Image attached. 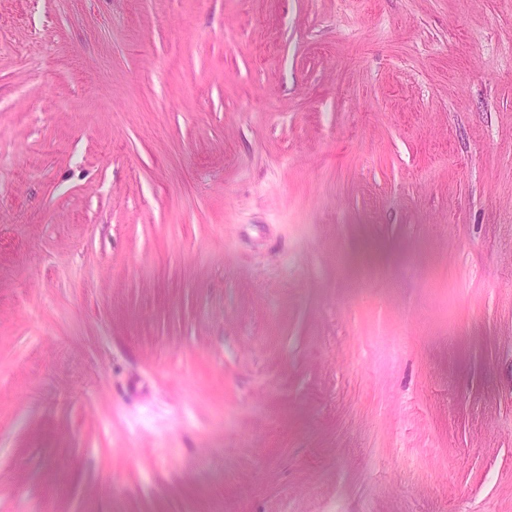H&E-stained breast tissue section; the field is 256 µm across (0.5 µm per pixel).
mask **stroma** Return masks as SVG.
Masks as SVG:
<instances>
[{"instance_id": "35a3bbf8", "label": "stroma", "mask_w": 512, "mask_h": 512, "mask_svg": "<svg viewBox=\"0 0 512 512\" xmlns=\"http://www.w3.org/2000/svg\"><path fill=\"white\" fill-rule=\"evenodd\" d=\"M0 512H512V0H0Z\"/></svg>"}]
</instances>
